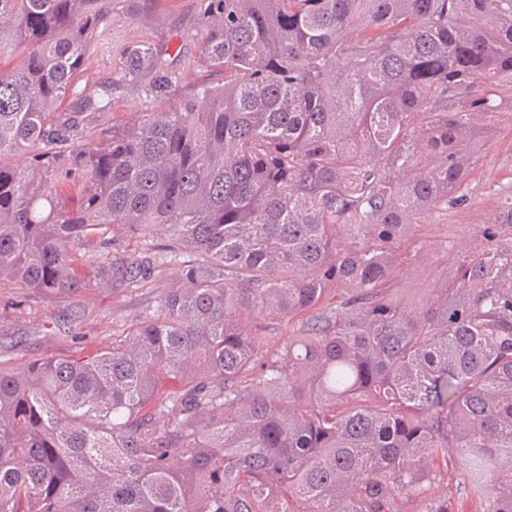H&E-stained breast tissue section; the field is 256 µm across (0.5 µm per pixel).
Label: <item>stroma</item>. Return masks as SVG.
I'll return each mask as SVG.
<instances>
[{
  "label": "stroma",
  "mask_w": 512,
  "mask_h": 512,
  "mask_svg": "<svg viewBox=\"0 0 512 512\" xmlns=\"http://www.w3.org/2000/svg\"><path fill=\"white\" fill-rule=\"evenodd\" d=\"M197 0H151L145 14L131 19L126 10L112 13L113 53H93L86 71L79 73L78 87L94 88L110 82L118 63L117 48L145 37L172 40L185 61L199 54L201 31L196 24ZM501 109L495 117L489 144L482 150L463 186L462 204L444 205L421 219L414 240L447 242V251H431L421 258L403 255L401 277L393 291L418 302L424 289L442 282L456 284L459 243L478 245L491 215L500 213L501 201L512 192V88L488 83ZM139 88L115 91L112 108L100 116H88L79 132L82 140L96 139L111 125L127 121L144 110ZM177 273L170 265L152 271L148 281L128 279L98 281L65 296L29 294L22 306L0 317V360L15 358H70L109 345L141 316L151 312L164 288Z\"/></svg>",
  "instance_id": "stroma-1"
}]
</instances>
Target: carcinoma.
<instances>
[{"label": "carcinoma", "mask_w": 512, "mask_h": 512, "mask_svg": "<svg viewBox=\"0 0 512 512\" xmlns=\"http://www.w3.org/2000/svg\"><path fill=\"white\" fill-rule=\"evenodd\" d=\"M136 0H0V281L81 286L122 236L169 229L156 310L80 358L0 361V512H512V237L463 244L458 286L389 292L419 219L459 202L512 87V0H200L172 42L112 52ZM152 108L75 143L73 94ZM31 155V169L11 159ZM80 182L79 205L59 197ZM303 316L271 353L262 333ZM197 0H154L147 5L145 14L139 20L129 17L126 10L116 8L112 12V53L94 52L87 70L76 77L79 88L93 89L110 82L115 76L119 48L132 40L151 37L172 39L186 61H192L199 54L201 30L196 24ZM439 493L444 495L448 494L454 501L456 512H480L481 505L478 501L463 495L459 491L457 480L455 476L445 477V480L440 485Z\"/></svg>", "instance_id": "obj_1"}]
</instances>
